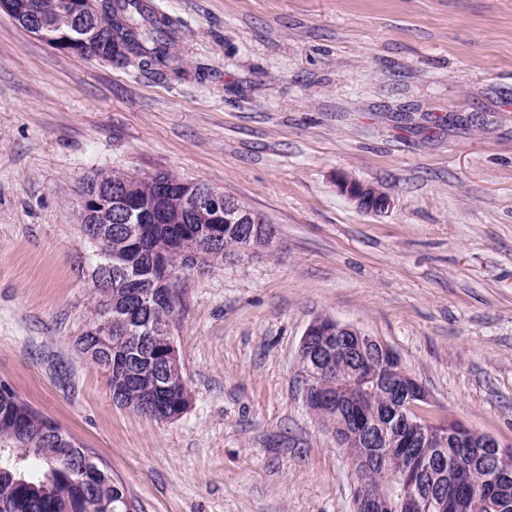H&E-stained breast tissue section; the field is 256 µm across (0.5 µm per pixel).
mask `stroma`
Returning a JSON list of instances; mask_svg holds the SVG:
<instances>
[{
	"label": "stroma",
	"mask_w": 512,
	"mask_h": 512,
	"mask_svg": "<svg viewBox=\"0 0 512 512\" xmlns=\"http://www.w3.org/2000/svg\"><path fill=\"white\" fill-rule=\"evenodd\" d=\"M149 2L182 22L183 77L60 51L0 12V385L135 512H352L298 380L319 317L392 347L433 423L512 446V0ZM99 168L208 183L282 242L180 280L192 402L172 422L116 405L73 346L93 306L78 187ZM342 176L389 209L360 211ZM338 188L361 211L377 214L390 207V199L384 192L356 179L339 177Z\"/></svg>",
	"instance_id": "1"
}]
</instances>
